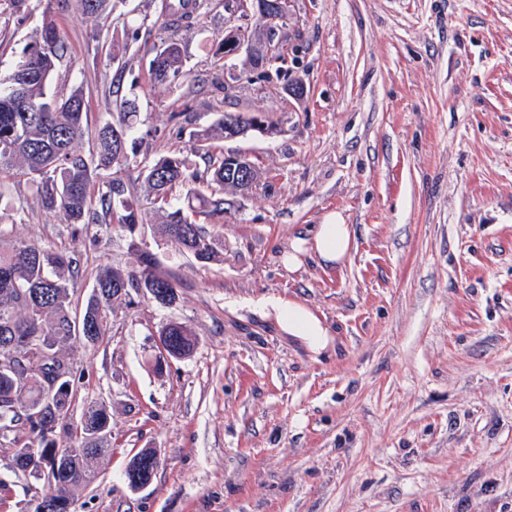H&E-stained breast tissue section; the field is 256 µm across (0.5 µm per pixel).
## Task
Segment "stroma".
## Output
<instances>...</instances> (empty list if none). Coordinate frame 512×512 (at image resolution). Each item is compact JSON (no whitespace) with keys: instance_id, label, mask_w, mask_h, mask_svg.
I'll return each mask as SVG.
<instances>
[{"instance_id":"1","label":"stroma","mask_w":512,"mask_h":512,"mask_svg":"<svg viewBox=\"0 0 512 512\" xmlns=\"http://www.w3.org/2000/svg\"><path fill=\"white\" fill-rule=\"evenodd\" d=\"M161 2L111 0L104 23L55 11L68 53L52 91L81 88L94 126L117 96L136 100L151 155L195 147L227 112H262L280 131L209 142L262 177L226 220H205L219 253L207 264L160 236L146 189L129 234L63 223L23 177L0 185L16 237L76 258L74 306L99 267H134L143 248L179 282L174 305L132 295L99 343L64 354L72 419L89 401L112 416V449L73 491L75 512H512V0H291L300 98L260 80L225 90L224 0H197L185 77L153 85ZM47 6L0 0V76ZM145 17L152 31L134 40ZM334 212L353 231L344 262L288 267ZM271 297L316 316L324 345L289 334ZM171 322L196 348L159 369ZM145 448L160 464L134 492L125 471ZM10 456L0 445V512H33L36 482Z\"/></svg>"}]
</instances>
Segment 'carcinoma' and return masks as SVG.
<instances>
[{"label": "carcinoma", "instance_id": "cac0c4a2", "mask_svg": "<svg viewBox=\"0 0 512 512\" xmlns=\"http://www.w3.org/2000/svg\"><path fill=\"white\" fill-rule=\"evenodd\" d=\"M81 15L92 20L104 18L100 10L109 0H77ZM41 41L27 44L21 59L6 79L0 80V184L19 174L36 186L37 201L42 209L53 213L66 224H101L108 228L133 233L137 223L139 202L136 185L118 176L112 169L125 168L137 162L136 142L130 141L135 132L136 106L122 98L117 104V119L100 124L94 131L92 149L85 152L82 144L89 134L87 108L78 112H47L58 94L48 92L50 77L66 55L67 47L52 19H45L40 29ZM50 42L51 54L41 51L40 43ZM41 69L43 80L30 84L28 97L38 106V112H18L15 107V87L25 68ZM149 71L157 85L183 77V59L177 54H154ZM246 112H226L224 120L202 134V139L224 138V122L246 117ZM204 168L190 161L183 152H172L147 158L141 176L148 182L154 173L161 179L152 185L154 204L161 208L171 205L174 188L189 187L187 205L168 213L160 225L161 234L175 241L188 254L202 263L215 261L218 252L204 225L197 216L224 217V153L213 154L194 149ZM205 183L217 186L221 193L212 194L195 187ZM193 224L196 230L186 236L179 225ZM75 259L65 252L50 251L13 235V225L0 215V351L13 340H32L34 346L53 356L75 344L71 339L70 320L73 311L69 291V275ZM177 281L157 270L152 255L144 251L137 266L120 270L103 267L96 276L93 292L82 310L83 320L92 329L87 344H95L105 336L107 313L112 305L126 303L134 293H150L152 288L171 290L169 303L178 299ZM10 399L23 409L39 406L45 410V427L31 429L29 439L20 444L1 438L12 447L14 469L41 480L44 449L56 446L48 439L57 430L76 439V445L64 449L57 466L58 477L53 486H43L41 502L35 512L55 498L71 496L74 489L91 484L96 477L95 462L109 452L111 416L105 406L90 401L84 407L80 425L68 423L70 408L49 396L42 384L32 382L26 391L14 390L11 375L0 371V400Z\"/></svg>", "mask_w": 512, "mask_h": 512}]
</instances>
